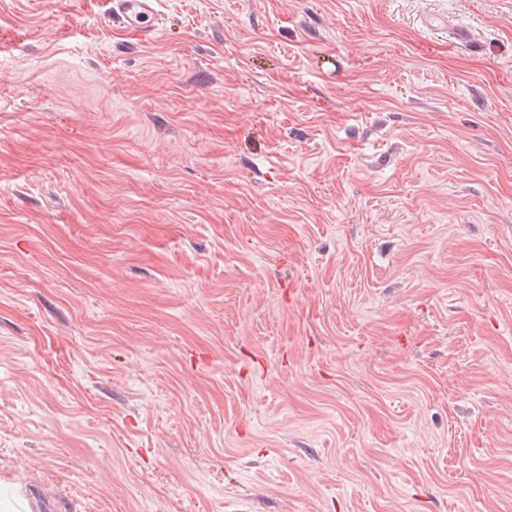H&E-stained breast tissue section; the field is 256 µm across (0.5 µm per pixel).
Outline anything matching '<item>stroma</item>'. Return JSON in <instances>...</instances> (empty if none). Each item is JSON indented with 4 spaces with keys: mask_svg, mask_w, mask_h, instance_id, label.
<instances>
[{
    "mask_svg": "<svg viewBox=\"0 0 512 512\" xmlns=\"http://www.w3.org/2000/svg\"><path fill=\"white\" fill-rule=\"evenodd\" d=\"M0 0L21 512H512V0ZM109 17L120 29L135 37L140 44L153 42L157 30L153 18L158 15L157 0H110Z\"/></svg>",
    "mask_w": 512,
    "mask_h": 512,
    "instance_id": "35a3bbf8",
    "label": "stroma"
}]
</instances>
